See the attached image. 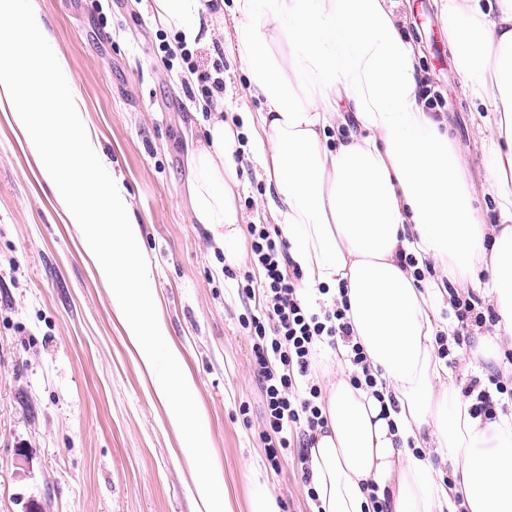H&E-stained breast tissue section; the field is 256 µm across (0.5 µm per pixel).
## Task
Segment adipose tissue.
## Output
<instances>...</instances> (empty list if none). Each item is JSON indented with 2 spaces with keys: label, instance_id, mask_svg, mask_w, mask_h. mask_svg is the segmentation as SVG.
I'll list each match as a JSON object with an SVG mask.
<instances>
[{
  "label": "adipose tissue",
  "instance_id": "obj_1",
  "mask_svg": "<svg viewBox=\"0 0 512 512\" xmlns=\"http://www.w3.org/2000/svg\"><path fill=\"white\" fill-rule=\"evenodd\" d=\"M397 0H152L158 24L188 46L210 42L225 11L242 19L239 67L262 109L241 127L214 112L185 148L195 223L229 266L246 256L235 154L240 131L263 148L264 196L306 287H344L375 390L337 364L309 448L322 512H512V424L485 422L435 351L436 281L402 252L470 284L493 308L476 362L512 346V0H441L448 47L487 131L488 223L448 125L418 102L417 52ZM393 397L384 409L376 392ZM450 471L437 478V463Z\"/></svg>",
  "mask_w": 512,
  "mask_h": 512
}]
</instances>
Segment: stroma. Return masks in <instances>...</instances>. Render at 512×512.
I'll return each mask as SVG.
<instances>
[{"instance_id": "obj_1", "label": "stroma", "mask_w": 512, "mask_h": 512, "mask_svg": "<svg viewBox=\"0 0 512 512\" xmlns=\"http://www.w3.org/2000/svg\"><path fill=\"white\" fill-rule=\"evenodd\" d=\"M32 7L57 41L107 163L124 178L159 312L194 380L235 512H246L256 475L281 512H310L296 449L279 468L266 459L264 397L251 370L253 341L238 322L236 278L184 193V139L203 136L207 117L158 49L165 30L151 0ZM400 16L421 48V84L446 99L449 135L482 192L483 135L459 72L448 69L437 0H402ZM239 24L225 14L211 45L193 55L202 73L223 62L228 120L260 107L238 67ZM239 160L247 223H274L254 143ZM195 479L79 232L0 115V512H198Z\"/></svg>"}]
</instances>
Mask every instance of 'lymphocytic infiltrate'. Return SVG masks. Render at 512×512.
<instances>
[{
    "label": "lymphocytic infiltrate",
    "instance_id": "1",
    "mask_svg": "<svg viewBox=\"0 0 512 512\" xmlns=\"http://www.w3.org/2000/svg\"><path fill=\"white\" fill-rule=\"evenodd\" d=\"M247 231L246 268L238 283L244 304L239 322L253 339L252 371L265 400L267 430L261 439L274 466L282 452L305 443L325 424L319 406L322 386L313 369L318 349L344 344L353 367L352 382L371 388L375 380L366 368L362 347L353 339L345 302L329 296L322 285L315 306L304 304L299 297L302 273L291 268L287 243L278 230L251 224ZM444 290L458 326L454 336L438 335V356L451 367L469 359L474 331L485 328L488 320L476 295L449 284ZM464 393L474 400L473 416L493 420L503 400L512 401V381L497 374L485 380L474 375Z\"/></svg>",
    "mask_w": 512,
    "mask_h": 512
}]
</instances>
